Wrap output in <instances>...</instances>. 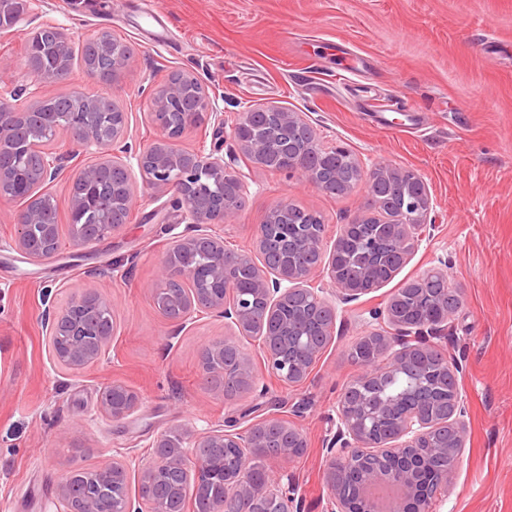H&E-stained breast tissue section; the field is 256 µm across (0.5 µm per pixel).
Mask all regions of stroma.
<instances>
[{"label": "stroma", "mask_w": 512, "mask_h": 512, "mask_svg": "<svg viewBox=\"0 0 512 512\" xmlns=\"http://www.w3.org/2000/svg\"><path fill=\"white\" fill-rule=\"evenodd\" d=\"M33 0L29 16L0 32V57L18 67L12 104L27 107L77 91L103 93L128 115L129 142L139 149L158 134L150 98L170 72L194 73L215 96L226 122L260 104L301 113L321 143L369 162L416 170L428 183L435 228L399 273L358 300L338 304L336 332L308 379L284 384L268 371L251 337L241 343L253 362L257 389L225 399L202 375L204 347L224 337L221 319L195 318L170 338L158 309V267L169 227L185 231L184 211L169 198L136 188L124 229L86 248L62 242L36 260L16 249L19 205L0 200V512H56L57 486L70 470L125 462L131 481L149 463L153 439L169 429L197 433L218 421L247 425L277 414L305 435L304 454L266 468L293 475L304 512H325L323 441L336 430L343 385L358 372L348 352L355 341L386 330L380 318L406 281L445 264L462 304L440 349L462 365L465 448L432 512H512V0ZM47 25L63 29L72 54L62 80H33L23 48ZM109 31L132 48L112 85L87 75L86 40ZM170 45L155 48L152 34ZM322 72V85L299 72ZM416 107L424 133L405 132L404 104ZM387 104V125L372 118ZM183 146L223 156L245 176L247 196L224 241L254 248L255 230L281 199L318 213L327 240L367 212L363 191L330 196L300 176L252 167L228 130L190 127ZM49 152L67 153L64 173L50 185L60 225L70 222L72 180L93 162L66 132ZM94 288L112 299L114 334L101 362L70 372L48 358L44 301L64 309ZM137 393L130 416L99 413L104 387Z\"/></svg>", "instance_id": "1"}]
</instances>
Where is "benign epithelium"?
Wrapping results in <instances>:
<instances>
[{
  "label": "benign epithelium",
  "instance_id": "benign-epithelium-1",
  "mask_svg": "<svg viewBox=\"0 0 512 512\" xmlns=\"http://www.w3.org/2000/svg\"><path fill=\"white\" fill-rule=\"evenodd\" d=\"M30 7V0H0V29L18 25ZM102 52H112L115 69L124 68L129 58L117 45L102 36L91 38ZM194 80L185 73L175 82L157 90L151 100L154 113L181 107L183 85ZM15 65L0 58V198L27 199L15 214L17 229L13 245L24 254L44 259L55 255L56 209L49 195L30 198L33 189L23 182L18 163L3 151L7 141L26 152L29 134L66 131L99 162L83 167L75 182L96 186L102 175L112 181V221L89 224L82 220L83 198L71 193L69 224L71 244L77 248L111 237L124 227L122 215L132 205L137 185L163 197L169 193L185 205V219L192 228L188 234L172 237L171 251L160 265L163 302L178 304L171 321L184 324L196 314L224 319L229 334L207 348L209 361L203 374L210 380L224 381L231 373L248 390L257 387L251 373V359L241 346L240 333L258 315L265 319L259 344L265 363L286 384L301 383L311 372L320 343H305L296 333L300 326L317 324L318 339L333 338L336 302H348L381 287L378 271L405 263L426 237L433 223L434 201L427 183L416 171L375 163L370 168L352 159L360 171L349 190L361 189L370 207L381 186L394 204L393 215L383 224L364 215L342 225L330 250H324L325 233L316 224L294 225L291 233L270 238L268 222L290 211L288 200L275 203L267 223L259 225L254 245L264 254L265 264L255 265L240 250L224 244V225L235 222L248 190L244 176L228 169L224 157L183 148L181 132L175 125L159 124V135L146 147L134 151L128 145L125 112H112L109 98L76 92L59 102V111L47 121L34 105L27 112L10 111V102L1 92L16 96ZM79 103L80 109L73 107ZM195 111L203 120L224 128V112L208 93L196 97ZM230 136L241 153L258 169L297 174L317 190L331 194L330 185L320 177L321 160L338 149L323 146L313 126L298 112L275 105H257L242 112L231 123ZM36 184L54 182L60 173L58 157L41 156ZM205 254L206 262L195 257ZM328 281L331 291L321 287ZM431 306L438 298L419 288L396 296L385 310L377 313L393 324L397 335L382 336L374 343L394 350L392 366H367L344 388L337 409L336 433L324 448V478L330 492V512H379L368 489L393 486L398 490L389 512H430L434 492L422 477L428 458L420 449L437 438L432 453L459 457L464 448L465 398L458 383L459 367L452 361L437 363L434 347L420 337L423 330L452 321L457 308L448 307L445 317L410 323L402 314L406 302ZM112 301L94 288L74 296L66 308L44 313L49 356L61 367L78 370L105 357L111 339ZM395 370L407 371L410 386L398 399L382 396L383 384ZM453 396L451 414L445 422L429 420L426 411L437 401ZM139 405V397L128 388L112 384L100 396V414L120 420ZM162 463L177 475L195 476L199 485L211 482L208 451L237 448L244 465L224 474V499L243 505L242 512H259L262 504H280L281 512H302L300 500L290 493L283 477L255 461L275 452L286 462L305 451L303 432L274 416L245 429L212 425L202 433L187 435L176 429L164 431L152 443ZM102 480L125 486L128 474L123 465L98 470ZM60 512H81L67 481L58 487Z\"/></svg>",
  "mask_w": 512,
  "mask_h": 512
}]
</instances>
